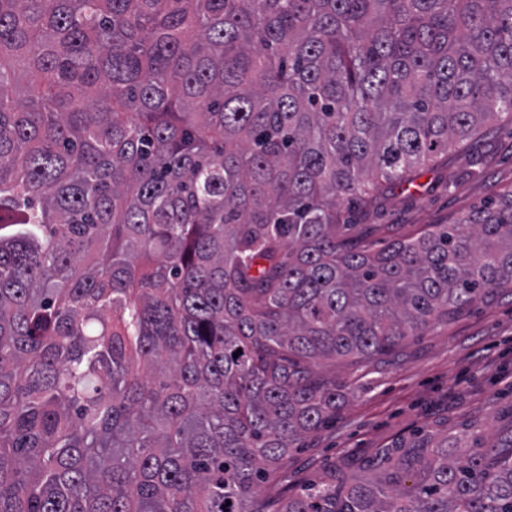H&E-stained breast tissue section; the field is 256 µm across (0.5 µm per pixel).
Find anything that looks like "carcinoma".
Masks as SVG:
<instances>
[{
    "label": "carcinoma",
    "instance_id": "obj_1",
    "mask_svg": "<svg viewBox=\"0 0 512 512\" xmlns=\"http://www.w3.org/2000/svg\"><path fill=\"white\" fill-rule=\"evenodd\" d=\"M504 115L512 0H0V512H512L474 432L260 494L324 364L512 288V187L378 251L342 212Z\"/></svg>",
    "mask_w": 512,
    "mask_h": 512
}]
</instances>
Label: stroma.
<instances>
[{
	"label": "stroma",
	"mask_w": 512,
	"mask_h": 512,
	"mask_svg": "<svg viewBox=\"0 0 512 512\" xmlns=\"http://www.w3.org/2000/svg\"><path fill=\"white\" fill-rule=\"evenodd\" d=\"M422 190L393 188L377 206L351 207L356 235L377 245L429 224H447L512 186V123L482 129L474 140L440 155L420 178ZM512 294L499 293L448 325L408 339L395 352L363 365L337 364L353 396L336 421L310 438L284 470L289 490L318 480L334 465L358 468L397 436L425 427L479 431L490 444L512 439Z\"/></svg>",
	"instance_id": "stroma-1"
}]
</instances>
